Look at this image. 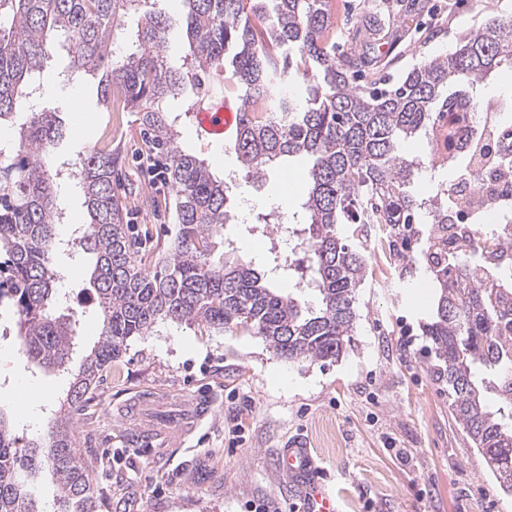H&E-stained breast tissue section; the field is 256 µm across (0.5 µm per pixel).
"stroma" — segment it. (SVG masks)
<instances>
[{"mask_svg":"<svg viewBox=\"0 0 512 512\" xmlns=\"http://www.w3.org/2000/svg\"><path fill=\"white\" fill-rule=\"evenodd\" d=\"M472 0H401L410 26L391 28L372 53L381 59L380 87L394 85L424 58L443 56L459 39L475 33L484 17ZM64 50L47 71L54 93L65 100L66 135L56 147L60 161L74 159L81 136L111 134L113 115L97 103V80L65 76ZM128 137H113L118 154L114 177L119 196L133 200L127 222L134 249L153 263L173 238L172 192L157 191L149 178L145 138L136 134V115L124 113ZM181 146L205 160L221 178L234 177L233 223L224 241L237 255L262 262L270 241L262 237L257 213L281 207L285 170L275 168L263 185L243 171L227 138L187 120ZM366 246L367 272L358 290L355 333L338 360L291 362L278 357L258 336L198 326L156 324L130 338L111 369L103 372L92 399L78 412L72 431L93 477L98 512H243L260 500L268 512H295L296 489L275 470V457L288 440L306 438L341 501V512H512L484 458L448 410V387L433 366L422 324L430 314V291L410 285L397 260L378 247V225L358 230ZM93 259L59 257L61 312L84 315L81 343L68 373L39 368L16 342L0 340V408L24 439H42L64 399L74 373L99 340L98 320L88 289ZM41 393L36 420L12 400L18 384ZM200 394L212 415L183 443L136 442V420L174 423L182 402Z\"/></svg>","mask_w":512,"mask_h":512,"instance_id":"obj_1","label":"stroma"}]
</instances>
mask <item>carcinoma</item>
Instances as JSON below:
<instances>
[{
	"label": "carcinoma",
	"instance_id": "1",
	"mask_svg": "<svg viewBox=\"0 0 512 512\" xmlns=\"http://www.w3.org/2000/svg\"><path fill=\"white\" fill-rule=\"evenodd\" d=\"M181 2L176 19L151 0H0V125L14 131L0 143V301L15 309L24 355L60 368L79 340V319L57 313L60 171L51 149L64 124L49 108L17 111L52 48L66 50L70 68L99 77L98 104L109 112L118 88L122 110L136 113L153 147L170 157L176 224L165 256L143 271L125 204L112 187V148L95 146L71 165L67 179L82 191L88 215L71 249L94 259L89 284L100 340L71 382L63 413L49 423L48 443H20L0 410V512H42L21 472L44 463L60 512H96L72 414L127 341L160 321L241 330L290 361L339 359L351 346L367 270L366 247L348 235L352 224H385L403 235L405 249L415 225H430L422 261L408 258L433 289L424 335L448 386L451 414L500 488L512 492V237L496 240L473 226L448 242L450 195L440 188L429 203L414 195L422 161L401 153L402 140L433 119L453 123L460 111L473 110L491 75L512 69V24L486 17L453 52L379 91L354 83L372 59L338 56L326 38L336 27L329 0ZM131 13L138 16L131 50L117 57L114 33ZM178 24L188 49L173 58L168 34ZM211 81L239 100L231 148L246 176L258 181L285 157L309 163L302 203L308 233L296 245L308 261L316 310L262 282L251 263L213 258L224 243L230 190L181 147L177 131L183 117L206 104L198 99L184 112L165 107ZM450 86L455 91L440 98Z\"/></svg>",
	"mask_w": 512,
	"mask_h": 512
}]
</instances>
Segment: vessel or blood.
Listing matches in <instances>:
<instances>
[{
	"mask_svg": "<svg viewBox=\"0 0 512 512\" xmlns=\"http://www.w3.org/2000/svg\"><path fill=\"white\" fill-rule=\"evenodd\" d=\"M196 119L199 125L209 133L224 134L238 121V114L232 108L221 112H200ZM209 406L201 404L198 399H188L185 404L182 421L165 428L155 424L138 427L137 432L142 438L148 439L157 435H165L167 440L183 437L190 432L196 422L207 415ZM281 475L289 477L302 487L297 506L298 512H340L339 497L325 482L320 468L306 444L295 441L289 447L281 449L276 460Z\"/></svg>",
	"mask_w": 512,
	"mask_h": 512,
	"instance_id": "obj_1",
	"label": "vessel or blood"
}]
</instances>
